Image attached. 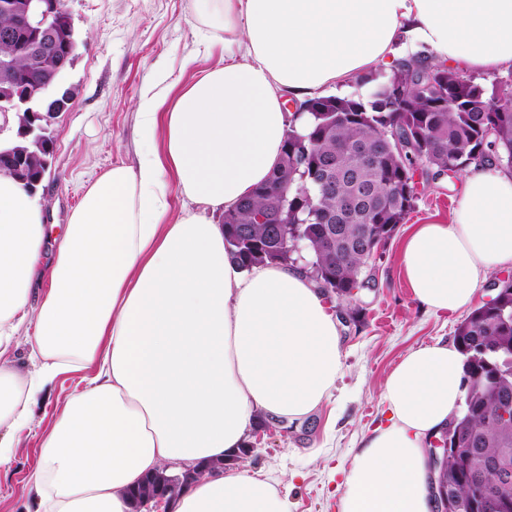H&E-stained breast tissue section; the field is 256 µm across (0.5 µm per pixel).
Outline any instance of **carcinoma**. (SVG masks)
<instances>
[{"label": "carcinoma", "instance_id": "obj_1", "mask_svg": "<svg viewBox=\"0 0 512 512\" xmlns=\"http://www.w3.org/2000/svg\"><path fill=\"white\" fill-rule=\"evenodd\" d=\"M0 55L13 59L19 80L29 86L49 76L45 66L10 46L0 44ZM393 75L374 83L369 94L318 97L293 113L288 153L251 197L224 214L232 262L246 270L264 263L294 266L299 232L310 279L325 284L327 295L349 301L372 268L375 248H385L415 208V158L424 157L433 180L477 163L512 170V109L492 108L494 99L512 98V78L487 87L425 54L399 62ZM393 128L408 149L390 138L379 141L378 132ZM326 164L336 180L333 193L305 178ZM346 197L359 199L349 218L342 215ZM273 223L288 226V239L270 234ZM332 231L336 254L330 256L325 240ZM501 288L499 305L478 306L455 332L469 386L450 428L472 455L467 462L455 456L444 462L453 512H502L499 500L512 499V483L487 499L475 485H498L497 474L478 463L512 451V284Z\"/></svg>", "mask_w": 512, "mask_h": 512}]
</instances>
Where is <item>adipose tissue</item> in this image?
Wrapping results in <instances>:
<instances>
[{
  "instance_id": "obj_1",
  "label": "adipose tissue",
  "mask_w": 512,
  "mask_h": 512,
  "mask_svg": "<svg viewBox=\"0 0 512 512\" xmlns=\"http://www.w3.org/2000/svg\"><path fill=\"white\" fill-rule=\"evenodd\" d=\"M192 2L224 37L223 66L170 103L141 92L145 153L94 181L61 236L0 173V465L48 385L95 371L43 434L24 512H130L127 492L145 476L225 460L259 417L301 420L329 399L343 353L327 299L295 267L239 269L224 245L225 213L281 158L285 100L423 50L464 72L512 68V0ZM461 181L451 223L417 225L401 251L414 299L435 311L467 310L480 281L512 268V170L473 164ZM22 341L39 362L28 374L15 367ZM464 376L452 343L402 357L339 512H433L426 440L458 414ZM174 508L290 512L280 482L235 469L199 476Z\"/></svg>"
}]
</instances>
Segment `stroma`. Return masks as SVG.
I'll return each instance as SVG.
<instances>
[{
	"label": "stroma",
	"mask_w": 512,
	"mask_h": 512,
	"mask_svg": "<svg viewBox=\"0 0 512 512\" xmlns=\"http://www.w3.org/2000/svg\"><path fill=\"white\" fill-rule=\"evenodd\" d=\"M81 41L64 85L72 91L66 112L49 126L52 152L36 198L45 220L63 232L84 186L110 167L136 165L145 147L136 135L142 88L169 75L179 94L190 75L222 65L224 44L197 20L192 0H65ZM461 197L459 176L426 185L414 211L399 225L374 265L378 285L350 303L354 319L341 325L344 367L332 397L289 432L253 427L247 448L227 466L261 471L290 485L291 512H338L340 485L362 439L382 424L383 384L409 351L437 340L453 341L461 312L434 313L414 300L400 267V251L418 224L449 223ZM80 381L59 377L33 408L32 429L0 466V512H20L25 477L37 461L40 436L59 403Z\"/></svg>",
	"instance_id": "obj_1"
}]
</instances>
